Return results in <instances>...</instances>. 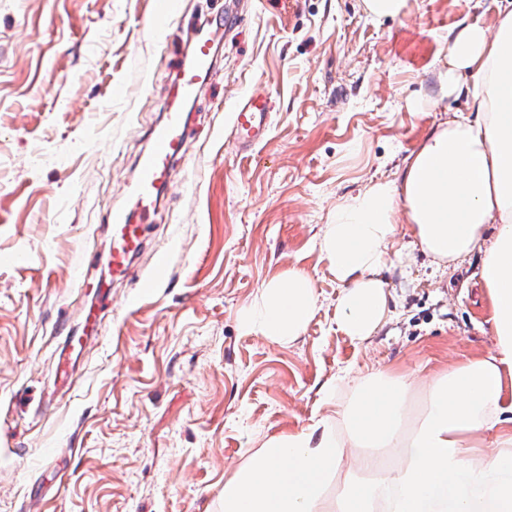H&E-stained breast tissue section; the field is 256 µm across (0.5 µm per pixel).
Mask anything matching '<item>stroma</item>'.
<instances>
[{
  "mask_svg": "<svg viewBox=\"0 0 512 512\" xmlns=\"http://www.w3.org/2000/svg\"><path fill=\"white\" fill-rule=\"evenodd\" d=\"M226 0H182L164 40L155 0H0V512H221L224 479L271 435L307 426L341 370L427 374L489 348L476 266L387 265L392 322L360 344L336 328L340 286L317 238L336 201L395 177L464 98L438 60L495 0H409L374 22L362 0H245L194 106L176 181L127 280L112 290L70 387L54 367L106 272L111 226L158 121L188 29ZM272 108L238 153L246 91ZM167 256L160 281L151 278ZM320 308L281 345L240 322L288 267ZM270 127L271 112L267 99L250 92L230 113L228 139L237 152H251L265 139Z\"/></svg>",
  "mask_w": 512,
  "mask_h": 512,
  "instance_id": "35a3bbf8",
  "label": "stroma"
}]
</instances>
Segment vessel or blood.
I'll return each mask as SVG.
<instances>
[{"label":"vessel or blood","instance_id":"1","mask_svg":"<svg viewBox=\"0 0 512 512\" xmlns=\"http://www.w3.org/2000/svg\"><path fill=\"white\" fill-rule=\"evenodd\" d=\"M224 25L223 15L199 24L194 32L191 51L175 70L170 91L163 104V117L149 133V147L141 156L131 185V206H116L108 214L112 226V248L109 262L111 281L85 282L86 291L99 299L98 304L84 307L80 335L71 337L70 348L77 351L98 339L103 327V301L112 296V281L125 280L145 246V230L152 224L164 190L172 183L178 164L186 154L190 132L187 106L196 99L202 86L215 70L218 52L215 48ZM271 127V112L266 98L251 92L232 109L228 121V139L240 152L253 151Z\"/></svg>","mask_w":512,"mask_h":512}]
</instances>
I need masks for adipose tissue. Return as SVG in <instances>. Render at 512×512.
Masks as SVG:
<instances>
[{"instance_id":"adipose-tissue-1","label":"adipose tissue","mask_w":512,"mask_h":512,"mask_svg":"<svg viewBox=\"0 0 512 512\" xmlns=\"http://www.w3.org/2000/svg\"><path fill=\"white\" fill-rule=\"evenodd\" d=\"M437 81L466 114L433 128L394 179L337 201L319 252L341 286L336 326L360 343L390 317L383 268L413 258L399 225L439 269L477 260L492 349L426 375L369 368L324 384L312 424L266 438L225 479L223 512H512V0L491 25L458 23ZM318 309L292 267L241 321L290 343Z\"/></svg>"}]
</instances>
